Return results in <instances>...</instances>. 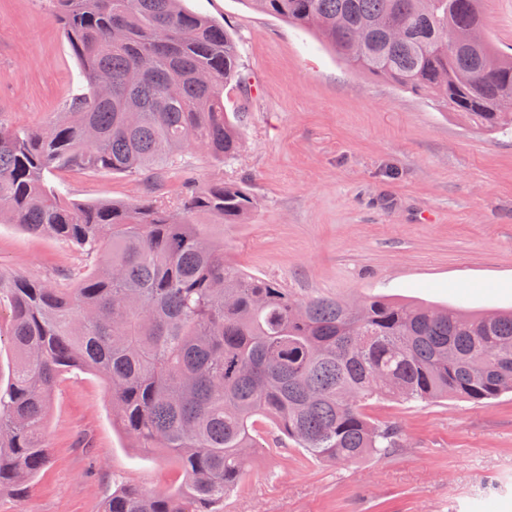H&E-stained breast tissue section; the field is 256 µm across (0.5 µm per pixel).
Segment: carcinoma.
Wrapping results in <instances>:
<instances>
[{
  "label": "carcinoma",
  "instance_id": "carcinoma-1",
  "mask_svg": "<svg viewBox=\"0 0 512 512\" xmlns=\"http://www.w3.org/2000/svg\"><path fill=\"white\" fill-rule=\"evenodd\" d=\"M248 2L489 133L512 129V56L469 41L479 0ZM54 4L84 85L44 129L0 121V224L71 243L80 265L73 287L0 272L15 356L0 381V492L19 491L46 465L50 395L67 368L100 373L136 447L162 450L182 469L175 490L124 487L103 512H217L263 421L315 460L348 463L404 447L398 425L365 414L372 399L512 392V311L300 298L236 268L205 225L251 212L241 184L192 188L174 209L65 201L47 175L151 179L179 168L193 141L216 160L235 157L242 137L224 89L242 78L232 35L181 0Z\"/></svg>",
  "mask_w": 512,
  "mask_h": 512
}]
</instances>
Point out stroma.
Here are the masks:
<instances>
[{
	"instance_id": "1",
	"label": "stroma",
	"mask_w": 512,
	"mask_h": 512,
	"mask_svg": "<svg viewBox=\"0 0 512 512\" xmlns=\"http://www.w3.org/2000/svg\"><path fill=\"white\" fill-rule=\"evenodd\" d=\"M236 40L245 89L224 106L242 132L236 160L199 145L153 183L70 170L79 203L178 202L189 184L237 182L256 207L214 227L227 258L297 296H385L474 313L512 309V134H488L427 96L348 66L313 32L248 0H183ZM482 31L512 53V0H482ZM82 84L52 0H0V119L41 129ZM69 244L0 224V271L46 281L77 267ZM394 423L392 454L332 464L260 425L249 468L220 512H512V393L482 403L371 400ZM49 461L0 512H103L113 491L169 492L182 481L161 453L133 447L112 420L99 375L63 372L45 426Z\"/></svg>"
}]
</instances>
